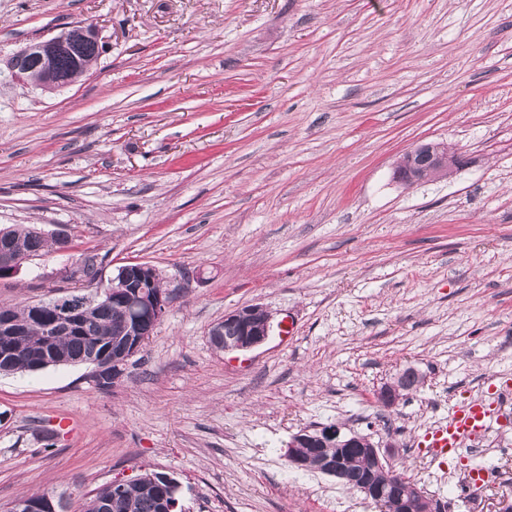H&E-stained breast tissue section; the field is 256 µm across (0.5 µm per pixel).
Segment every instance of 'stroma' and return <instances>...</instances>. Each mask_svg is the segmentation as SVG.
Here are the masks:
<instances>
[{"label":"stroma","mask_w":512,"mask_h":512,"mask_svg":"<svg viewBox=\"0 0 512 512\" xmlns=\"http://www.w3.org/2000/svg\"><path fill=\"white\" fill-rule=\"evenodd\" d=\"M77 20L104 49L71 86L13 82L9 59ZM469 160L411 186L402 154ZM61 233L0 278V305L147 263L167 312L112 388L87 364L0 374V512L27 494L79 512L162 472L183 512H377L291 466L303 429L395 445L448 512L512 502V402L454 458L425 435L512 380V0H0V227ZM257 304L248 351L208 332ZM291 322L281 338L278 329ZM391 410L373 395L405 369ZM493 480L463 493L470 468ZM227 323L235 324L240 329L238 339H224L220 350H247L263 344L271 333L269 314L259 305H245L225 314L224 320L215 323L209 330V336H235L236 331Z\"/></svg>","instance_id":"stroma-1"}]
</instances>
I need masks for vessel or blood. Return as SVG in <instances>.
Wrapping results in <instances>:
<instances>
[{
  "label": "vessel or blood",
  "instance_id": "vessel-or-blood-1",
  "mask_svg": "<svg viewBox=\"0 0 512 512\" xmlns=\"http://www.w3.org/2000/svg\"><path fill=\"white\" fill-rule=\"evenodd\" d=\"M495 415L492 403L477 397L455 405L448 418L426 435V443L432 459L455 455L465 440L486 432Z\"/></svg>",
  "mask_w": 512,
  "mask_h": 512
}]
</instances>
